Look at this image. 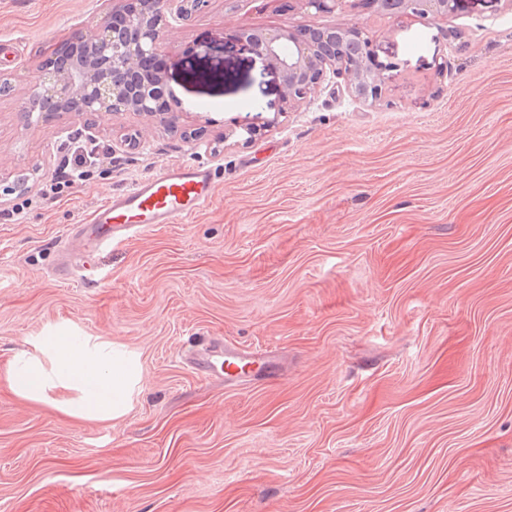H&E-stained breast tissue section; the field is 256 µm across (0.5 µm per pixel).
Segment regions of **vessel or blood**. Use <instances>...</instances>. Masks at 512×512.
Listing matches in <instances>:
<instances>
[{"mask_svg": "<svg viewBox=\"0 0 512 512\" xmlns=\"http://www.w3.org/2000/svg\"><path fill=\"white\" fill-rule=\"evenodd\" d=\"M216 189V173L212 169L166 165L158 174L114 193L85 223L72 225L70 235L81 242L87 253L116 247L154 225L186 222L213 201ZM219 359L224 362V380L229 384L247 378L255 363L254 354L226 349L217 343L209 345L206 358L193 356L189 362L198 373L211 377Z\"/></svg>", "mask_w": 512, "mask_h": 512, "instance_id": "vessel-or-blood-1", "label": "vessel or blood"}]
</instances>
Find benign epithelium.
<instances>
[{
    "mask_svg": "<svg viewBox=\"0 0 512 512\" xmlns=\"http://www.w3.org/2000/svg\"><path fill=\"white\" fill-rule=\"evenodd\" d=\"M202 0H135L112 11L93 31L74 44L83 56L63 67L51 56L39 67L29 99L45 101V118L90 115L99 119L133 112L169 125L163 100L167 89L162 71L151 65L167 43L169 20L185 19L188 3ZM317 12L334 13L350 0H303ZM462 0H371L369 5L390 15L436 18L455 12ZM249 49L282 78L283 102L293 106L323 84L330 74L344 79L347 91L359 102L375 104L386 93L384 70L373 60L371 41L363 26L348 23L329 28L244 30ZM245 140L257 128L239 121L224 130V140L236 132Z\"/></svg>",
    "mask_w": 512,
    "mask_h": 512,
    "instance_id": "1",
    "label": "benign epithelium"
}]
</instances>
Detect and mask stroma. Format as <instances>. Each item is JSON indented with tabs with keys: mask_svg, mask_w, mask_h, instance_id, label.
<instances>
[{
	"mask_svg": "<svg viewBox=\"0 0 512 512\" xmlns=\"http://www.w3.org/2000/svg\"><path fill=\"white\" fill-rule=\"evenodd\" d=\"M116 3L0 0V185L26 186L0 197V370L59 322L143 365L109 423L0 379V512H512V0L435 19L209 0L168 33L173 127L27 114L43 59ZM351 22L395 65L385 103L333 77L283 109L235 38ZM243 117L258 135L224 140ZM91 123L101 166L42 196ZM183 162L218 174L206 209L96 252L95 286L56 280L71 225ZM210 340L268 349L277 379L201 378L183 356Z\"/></svg>",
	"mask_w": 512,
	"mask_h": 512,
	"instance_id": "35a3bbf8",
	"label": "stroma"
}]
</instances>
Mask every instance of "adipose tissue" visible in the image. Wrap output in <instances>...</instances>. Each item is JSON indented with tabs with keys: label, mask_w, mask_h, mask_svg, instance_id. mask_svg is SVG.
<instances>
[{
	"label": "adipose tissue",
	"mask_w": 512,
	"mask_h": 512,
	"mask_svg": "<svg viewBox=\"0 0 512 512\" xmlns=\"http://www.w3.org/2000/svg\"><path fill=\"white\" fill-rule=\"evenodd\" d=\"M19 398L97 423L126 417L141 390L140 353L101 336H76L69 323L27 338L4 370Z\"/></svg>",
	"instance_id": "1"
}]
</instances>
